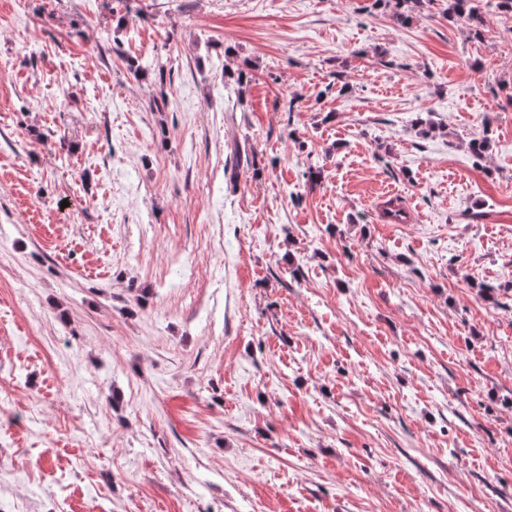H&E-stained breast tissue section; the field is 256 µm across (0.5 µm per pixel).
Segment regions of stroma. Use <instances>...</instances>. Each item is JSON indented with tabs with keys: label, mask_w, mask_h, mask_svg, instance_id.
Returning a JSON list of instances; mask_svg holds the SVG:
<instances>
[{
	"label": "stroma",
	"mask_w": 512,
	"mask_h": 512,
	"mask_svg": "<svg viewBox=\"0 0 512 512\" xmlns=\"http://www.w3.org/2000/svg\"><path fill=\"white\" fill-rule=\"evenodd\" d=\"M483 16L0 0V512H512Z\"/></svg>",
	"instance_id": "1"
}]
</instances>
